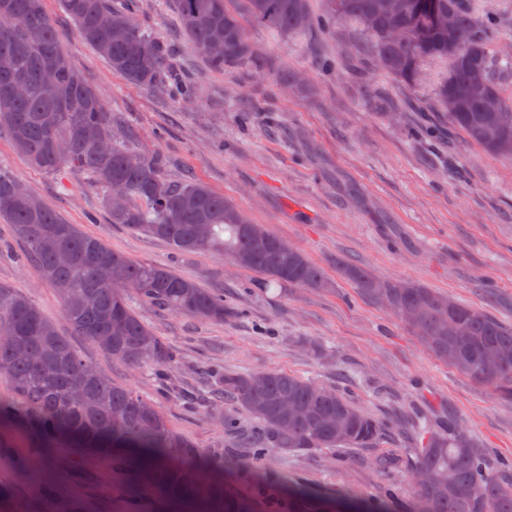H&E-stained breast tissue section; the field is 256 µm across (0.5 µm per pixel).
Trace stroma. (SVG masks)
I'll use <instances>...</instances> for the list:
<instances>
[{
    "label": "stroma",
    "instance_id": "obj_1",
    "mask_svg": "<svg viewBox=\"0 0 512 512\" xmlns=\"http://www.w3.org/2000/svg\"><path fill=\"white\" fill-rule=\"evenodd\" d=\"M134 21L169 46L170 72L199 85L197 101L181 104L162 88H137L84 45L60 0L46 8L76 69L101 92L129 144L166 160L176 180L200 182L224 195L253 223L301 249L320 265L327 288H259L258 274L233 259L176 253L165 241L111 223L100 194L81 174L33 169L0 133V164L68 223L136 262L165 263L203 287L224 293L229 313L211 323L135 302L136 311L172 348L167 383L113 363L74 335L50 284L20 261L24 247L0 220V283L26 293L106 378L152 400L171 426L206 453L249 461L258 428L235 405H189L183 391L227 371L277 370L327 386L382 424L370 448L271 450L267 471L312 500H357L409 512L413 471L381 468L380 457L408 453L411 420L459 416L490 460H512V401L440 363L396 315L362 296L336 273L337 260L384 278L422 283L477 311L512 324V161L449 130L430 85L445 64L425 67L426 83L404 85L369 53L348 57L350 28L287 36L246 24L263 67L213 71L191 47L168 0H120ZM334 60L333 70L319 66ZM301 77L293 91L284 75ZM235 421L228 435L221 415ZM0 456V485L29 501L53 475L80 472L84 483L56 485V512L80 497L84 512H126L125 490L107 459L65 451L46 456L15 429Z\"/></svg>",
    "mask_w": 512,
    "mask_h": 512
}]
</instances>
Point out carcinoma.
Here are the masks:
<instances>
[{
    "mask_svg": "<svg viewBox=\"0 0 512 512\" xmlns=\"http://www.w3.org/2000/svg\"><path fill=\"white\" fill-rule=\"evenodd\" d=\"M173 0L180 25L211 68L256 64L261 55L246 41L244 25L254 22L280 34L322 32L353 24L364 35L379 68L412 85L427 62L446 60L449 71L431 94L449 122L486 151L512 160V55H496L493 17L476 16L471 0H326L314 16L308 0ZM82 42L115 72L138 87H162L181 100L197 87L172 82L165 68V43L142 29L112 0H61ZM406 33L395 40L391 33ZM54 61L61 77L48 91L41 76ZM14 81L24 95L8 90ZM490 99L500 111L487 108ZM9 135L28 164L46 174L74 169L94 184L112 223L147 233L187 253H225L264 278L261 288H327L323 269L223 196L197 182L164 173L165 161L146 157L116 135L106 101L73 67L44 0H0V131ZM20 179L0 164V218L12 224L25 245V259L56 288L72 330L117 364L164 377L174 362L170 347L132 306V299L174 313L222 322L224 294L203 288L170 266L138 263L102 240L69 224L36 195L14 193ZM121 184L117 195L112 186ZM70 263H59V254ZM338 272L359 292L397 316L416 312L409 330L441 362L512 399V326L480 313L421 283L384 279L369 270L338 264ZM0 374L14 396L0 399V429L23 427L46 455L59 448L90 449L127 471L128 512H141L139 489L189 508V512H365L356 502L331 509L311 505L300 491H287L270 474L252 482V496L237 495L225 476L224 459L203 461L205 453L176 434L152 402L132 387L113 384L85 361L25 294L0 284ZM209 393L216 404L230 399L253 416L270 448H365L382 438L373 417L314 381L283 371L225 373ZM305 410L298 417L282 404ZM415 449V472L430 485L416 487L413 512H512V460L492 471L487 449L479 447L456 417L447 426L424 421Z\"/></svg>",
    "mask_w": 512,
    "mask_h": 512,
    "instance_id": "obj_1",
    "label": "carcinoma"
}]
</instances>
